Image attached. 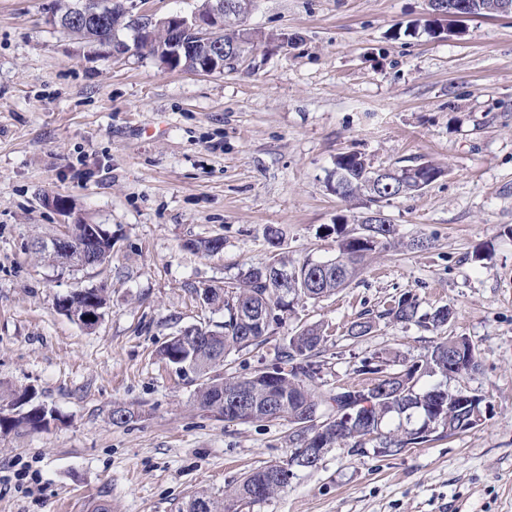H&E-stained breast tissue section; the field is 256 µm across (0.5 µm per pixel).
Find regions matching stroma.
Instances as JSON below:
<instances>
[{
	"label": "stroma",
	"instance_id": "stroma-1",
	"mask_svg": "<svg viewBox=\"0 0 512 512\" xmlns=\"http://www.w3.org/2000/svg\"><path fill=\"white\" fill-rule=\"evenodd\" d=\"M51 3L0 0V412L25 391L56 415L45 430L0 432V512H177L194 491L227 494L288 459L294 424L201 411V378L158 349L182 327L223 322L194 291L268 263V227L282 229L290 260L334 256L328 226L364 215L328 184L350 151L376 168L433 161L445 173L381 203L400 246L372 253L335 295L299 299L223 374L273 366L285 336L324 325L310 387L321 419L335 417L329 394L371 381L363 360L390 373L432 345L435 333L414 325L347 333L363 311L410 294L425 311L453 307L443 333L467 337L481 367L448 387L483 396L491 414L396 456L331 449L241 512H512V16L439 35L423 25L426 0H256L247 26L294 41L206 75L89 58L49 22ZM54 196L109 227L102 267L63 271L31 251L57 232ZM204 237L223 250L187 249ZM418 238L425 247L410 248ZM92 286L109 301L88 329L56 303ZM117 404L142 415L115 426Z\"/></svg>",
	"mask_w": 512,
	"mask_h": 512
}]
</instances>
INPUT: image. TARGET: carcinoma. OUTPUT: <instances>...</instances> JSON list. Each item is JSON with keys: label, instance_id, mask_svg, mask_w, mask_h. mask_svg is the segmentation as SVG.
<instances>
[{"label": "carcinoma", "instance_id": "1", "mask_svg": "<svg viewBox=\"0 0 512 512\" xmlns=\"http://www.w3.org/2000/svg\"><path fill=\"white\" fill-rule=\"evenodd\" d=\"M77 0H54L51 10L57 25L81 40L88 47L101 41L98 26L73 19L72 9ZM129 17L119 11L108 17V29L118 34L130 31ZM259 35L245 37L242 30L230 24L224 29V47L243 52L254 47ZM164 34L158 31L149 41L138 46L141 57L158 54ZM373 167L357 152L340 153L330 174V185L341 190V199L351 204H374L388 194L385 183L372 180ZM336 233L334 264L320 267L312 260L295 263L288 256L276 253L271 265L251 267L243 271L238 281L223 288L207 287L208 305L224 309V324L207 329L208 337L190 342L184 336H174L159 350L162 359L177 369L191 372L203 379L196 395L198 407L226 422L246 419L228 413L224 396H243L247 408L257 421L284 418L302 426L298 434L302 448H344L350 455L365 456L367 424H373L376 437L374 447L382 449L384 456H396L410 444L425 442V432L435 427L437 434L450 437L480 425L474 411L483 410V399L462 389L450 390L443 384L423 388L420 380L425 376L439 375L448 378V364L457 367L461 378L479 369L480 361L475 347L468 338L441 336L421 359L404 367L395 376L366 363L360 372L373 374V387L364 393L345 389L329 397L345 417L339 423L320 429L301 421L303 406L316 402L307 380L313 378L315 369L308 358L320 353L328 342L325 330L319 324L307 325L288 337L280 349L281 365L270 368L272 376L254 374L243 379L225 378L219 374L224 359L232 351H241L268 335L270 328L282 323L283 314L289 311L291 299L307 297L319 299L329 296L346 286L362 269L365 258L378 248H387L395 235L383 224L361 222L359 231L345 235L340 225L333 226ZM189 247L206 255L217 253L223 247L219 237L194 240ZM286 267L294 273V287L283 291L276 287L270 266ZM271 314L267 325L258 327L253 320L261 314ZM453 309L448 305L421 312L418 299L402 295L392 300L380 312L364 313L351 323L348 333L353 337L367 336L376 327V321L387 319L401 324H414L426 331L442 330L451 321ZM17 413L0 417L1 430L20 428L39 431L48 428L52 413L42 412V407L31 404V397L23 392L13 402ZM140 416L129 406L110 412L115 426H123ZM304 453L296 451L287 460L276 464L278 476L263 481L257 478L259 470L247 472L239 484L225 496L217 498L205 490L192 493L179 508V512H196L195 503L209 504L208 512H232L236 502L255 496L252 503H260L288 487L294 470L304 467Z\"/></svg>", "mask_w": 512, "mask_h": 512}]
</instances>
